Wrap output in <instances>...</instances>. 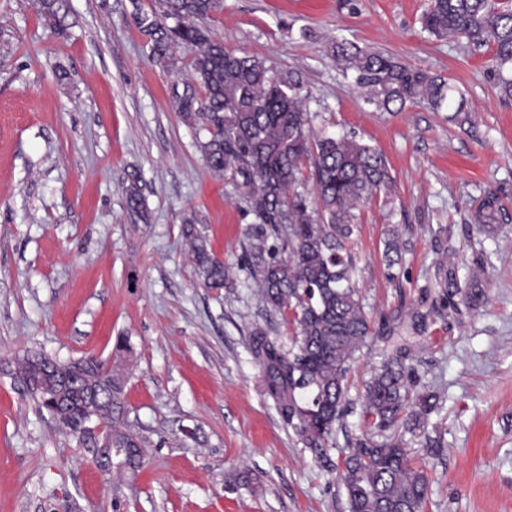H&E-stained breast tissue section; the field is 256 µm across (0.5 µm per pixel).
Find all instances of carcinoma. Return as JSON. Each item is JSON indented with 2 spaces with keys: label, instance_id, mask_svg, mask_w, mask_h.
<instances>
[{
  "label": "carcinoma",
  "instance_id": "1",
  "mask_svg": "<svg viewBox=\"0 0 512 512\" xmlns=\"http://www.w3.org/2000/svg\"><path fill=\"white\" fill-rule=\"evenodd\" d=\"M218 0H153L137 23L153 41L152 59L173 68L178 52L192 54L193 77L204 90L177 93L173 107L182 117L207 131L200 150L207 166L243 201L255 221L246 228L248 277L265 307L289 320L293 337L287 343L254 326L248 349L262 372V393L275 404L284 424L318 459L336 447V424L348 406L347 374L356 352L372 332L356 280V258L350 248L359 231L354 209L375 192L388 190L391 177L372 146L348 134H316L304 110L308 98L292 73L277 72L257 56L240 54L215 40L201 22ZM45 21L65 29L66 0H36ZM175 25H168V20ZM421 28L444 40H466L476 48L493 45L500 91L512 97V5L509 0H430L420 18ZM332 55L344 75L366 90V103L400 111L420 101L441 109L450 101L445 79L411 68L395 57L342 39ZM126 207L142 212L139 180L130 176ZM503 217L498 197L489 193L475 218L485 229ZM185 236L198 273L207 288L234 285L224 262L198 233L195 216L184 219ZM388 277L398 278L399 235L384 242ZM441 308L469 309L487 300L476 276L463 279L453 268H440ZM409 350L397 345L365 381L360 396L362 415L371 434L357 440L344 460L341 477L349 512H422L427 477L411 464L404 434L420 439L423 448L442 442L427 432L438 397L413 389L415 372ZM72 375L94 385L112 382V405H104L102 423L112 430V444L125 451L119 465L140 466L138 437L118 426L125 415L123 381L85 359L71 362ZM38 405L88 447L84 425L88 405L77 390L60 407L47 389L34 388Z\"/></svg>",
  "mask_w": 512,
  "mask_h": 512
}]
</instances>
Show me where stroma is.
Masks as SVG:
<instances>
[{
	"label": "stroma",
	"instance_id": "35a3bbf8",
	"mask_svg": "<svg viewBox=\"0 0 512 512\" xmlns=\"http://www.w3.org/2000/svg\"><path fill=\"white\" fill-rule=\"evenodd\" d=\"M137 4L151 0H67L58 32L34 0H0V512H348L341 451L367 433L358 396L390 353L383 324L407 338L416 389L439 397L428 428L442 449L410 448L428 478L423 512H512V98L495 84L490 48L424 32L428 0H220L206 22L227 49L295 72L314 129L372 145L392 178L357 211L373 332L350 366L351 405L323 463L262 394L249 332L291 329L247 278L252 216L206 166V131L171 105L173 90L196 88L192 71L153 62ZM340 39L457 86L471 129L424 102L366 104L332 58ZM132 175L139 215L125 204ZM490 191L504 217L488 234L473 215ZM189 215L234 287L203 286L182 233ZM435 224L452 226L449 249ZM394 228L396 281L384 257ZM443 261L483 263L489 303L434 314ZM28 354L94 356L125 375L140 468L105 472L38 407L15 375Z\"/></svg>",
	"mask_w": 512,
	"mask_h": 512
}]
</instances>
